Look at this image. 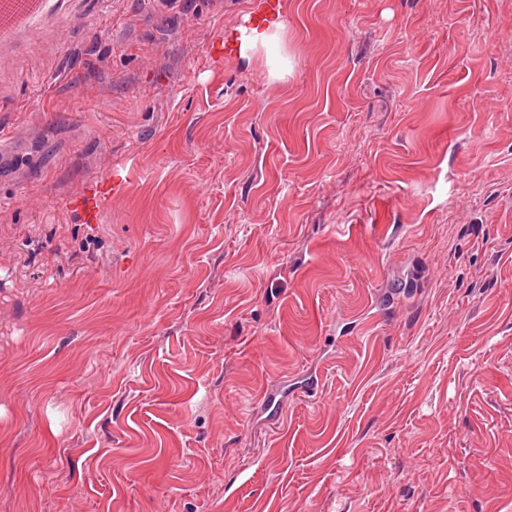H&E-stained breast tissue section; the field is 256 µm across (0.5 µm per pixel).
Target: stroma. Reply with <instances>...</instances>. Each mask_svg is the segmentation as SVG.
Returning <instances> with one entry per match:
<instances>
[{
  "instance_id": "stroma-1",
  "label": "stroma",
  "mask_w": 512,
  "mask_h": 512,
  "mask_svg": "<svg viewBox=\"0 0 512 512\" xmlns=\"http://www.w3.org/2000/svg\"><path fill=\"white\" fill-rule=\"evenodd\" d=\"M269 2L0 39V512H512V0ZM282 26V22L278 20H270V22L265 21L264 24L258 26L256 24L250 30H248L245 40L240 42L238 45V51L244 52L251 47H254L257 43H265L269 38V31L273 27Z\"/></svg>"
}]
</instances>
